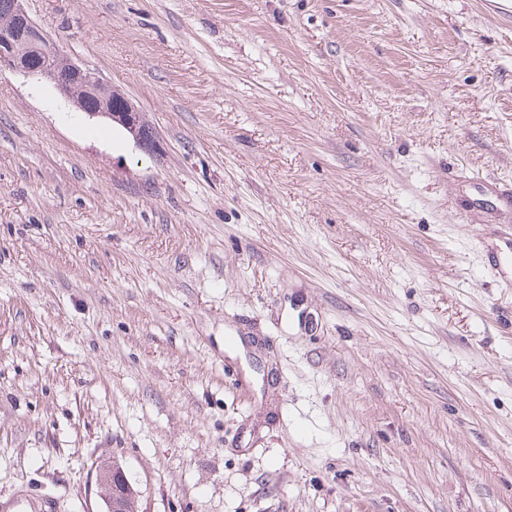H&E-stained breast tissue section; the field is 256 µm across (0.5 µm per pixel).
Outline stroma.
Segmentation results:
<instances>
[{"mask_svg":"<svg viewBox=\"0 0 512 512\" xmlns=\"http://www.w3.org/2000/svg\"><path fill=\"white\" fill-rule=\"evenodd\" d=\"M24 7L156 147L0 74V512H512V12ZM96 480L99 486L102 484L109 486V493L104 497L106 512H124L122 507L123 494L129 485L126 509L127 512H138V492L132 486L123 470L116 472V470H112V465L101 464L96 469Z\"/></svg>","mask_w":512,"mask_h":512,"instance_id":"35a3bbf8","label":"stroma"}]
</instances>
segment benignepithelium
I'll use <instances>...</instances> for the list:
<instances>
[{
	"instance_id": "1",
	"label": "benign epithelium",
	"mask_w": 512,
	"mask_h": 512,
	"mask_svg": "<svg viewBox=\"0 0 512 512\" xmlns=\"http://www.w3.org/2000/svg\"><path fill=\"white\" fill-rule=\"evenodd\" d=\"M12 10L22 19L24 26L19 32L0 29V73L15 72L38 81H49L56 86L64 77L73 80L82 87V96L68 99L77 111L92 118H107L121 124L136 143L145 149L155 145L153 135L141 124L140 110L128 97H123V111H112V85L69 58H59L43 29L23 8L22 0H12ZM33 57L41 59L40 66L30 65ZM90 100L97 102L96 108L86 107V102ZM96 480L100 485L109 486V493L104 497L106 512H123V494L129 486L126 473L122 470L116 472L112 470V466L102 464L96 469Z\"/></svg>"
}]
</instances>
